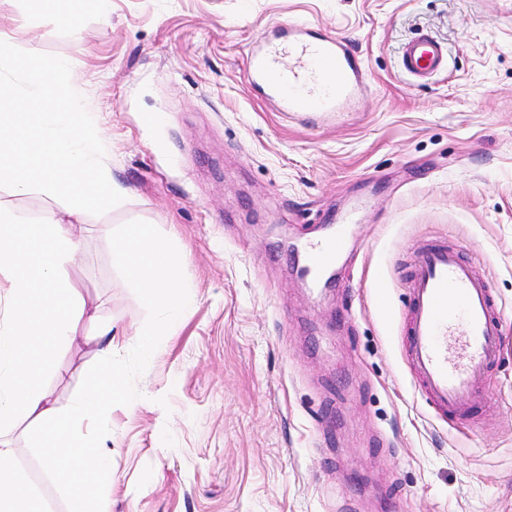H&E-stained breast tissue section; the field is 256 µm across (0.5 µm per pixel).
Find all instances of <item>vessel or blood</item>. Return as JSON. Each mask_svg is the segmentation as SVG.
<instances>
[{
    "label": "vessel or blood",
    "mask_w": 512,
    "mask_h": 512,
    "mask_svg": "<svg viewBox=\"0 0 512 512\" xmlns=\"http://www.w3.org/2000/svg\"><path fill=\"white\" fill-rule=\"evenodd\" d=\"M277 42L247 51L251 85L279 111L292 114L335 113L360 89L361 62L343 42L301 23H283ZM296 62L280 72L283 54ZM443 46L422 35L403 50L404 69L425 78L438 72ZM343 244L333 237L314 246L311 270L330 265ZM410 330L405 355L420 380L426 399L439 410H451L479 397L484 370L501 356L504 337L486 281L445 245L418 252L408 281Z\"/></svg>",
    "instance_id": "1"
}]
</instances>
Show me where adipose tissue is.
Listing matches in <instances>:
<instances>
[{"label":"adipose tissue","instance_id":"obj_1","mask_svg":"<svg viewBox=\"0 0 512 512\" xmlns=\"http://www.w3.org/2000/svg\"><path fill=\"white\" fill-rule=\"evenodd\" d=\"M7 64H17L14 48L0 39V67ZM20 67L25 81L13 88L14 105H0V129L16 131L0 154V182L19 193H66L76 202L65 214H51L37 224L0 212V241L12 244L0 251V276L8 283L0 293V431L14 427L20 417L32 419L39 428L42 460L64 488L69 512H107L101 489L112 475V460L80 428L102 421L112 403L128 397L112 366L118 349L112 323H99L89 334L102 362L68 411L56 407L31 368L52 364L57 348L75 339L83 315L80 293L67 275L80 250L73 224L86 203L118 201L125 189L101 165L97 132L85 120L78 96L59 80L69 62L30 59ZM22 101L28 102L27 110L19 109ZM112 254L147 305L173 310L187 304L173 287L181 263L170 237L149 225L128 226L113 233ZM34 334L41 343L27 348L24 340ZM0 512H43L14 467L12 448L1 441Z\"/></svg>","mask_w":512,"mask_h":512}]
</instances>
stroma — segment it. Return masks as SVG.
I'll return each mask as SVG.
<instances>
[{
    "mask_svg": "<svg viewBox=\"0 0 512 512\" xmlns=\"http://www.w3.org/2000/svg\"><path fill=\"white\" fill-rule=\"evenodd\" d=\"M73 32L32 0H0L16 57L65 59L127 190L89 205L69 269L80 331L113 322L128 401L87 434L112 454L109 512H512V0H62ZM306 22L360 58L366 86L341 117H292L248 84L244 50ZM426 34L444 68L401 61ZM72 204L0 183L28 222ZM354 213L336 279L301 276L310 243ZM150 224L184 259L192 305L148 307L112 258V232ZM454 248L488 283L506 346L481 396L430 404L404 357L416 253ZM168 324L153 358L138 332ZM101 362L60 347L40 373L68 409ZM14 465L46 512L66 494L28 421Z\"/></svg>",
    "mask_w": 512,
    "mask_h": 512,
    "instance_id": "obj_1",
    "label": "stroma"
}]
</instances>
